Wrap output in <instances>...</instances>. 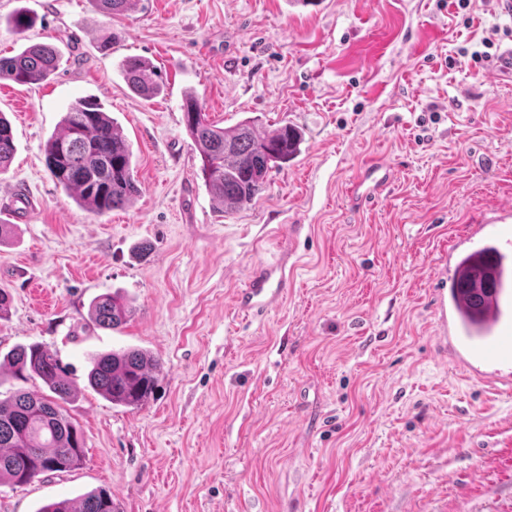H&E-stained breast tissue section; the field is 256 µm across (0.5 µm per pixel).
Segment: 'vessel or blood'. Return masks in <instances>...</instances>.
<instances>
[{"instance_id":"b4317fda","label":"vessel or blood","mask_w":512,"mask_h":512,"mask_svg":"<svg viewBox=\"0 0 512 512\" xmlns=\"http://www.w3.org/2000/svg\"><path fill=\"white\" fill-rule=\"evenodd\" d=\"M391 176L389 166H365L353 187V204L377 196ZM471 274L473 298L484 314L483 335L468 336L459 328L457 309L448 303V261L443 258L433 271L437 282L433 291L434 339L440 355L454 368L481 385L507 391L512 389V271L490 264L472 269ZM286 288L285 280H273L271 269L256 265L238 296V306L244 312L262 314L282 298Z\"/></svg>"}]
</instances>
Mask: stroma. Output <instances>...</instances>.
I'll return each mask as SVG.
<instances>
[{
  "mask_svg": "<svg viewBox=\"0 0 512 512\" xmlns=\"http://www.w3.org/2000/svg\"><path fill=\"white\" fill-rule=\"evenodd\" d=\"M19 11L35 20L12 31ZM115 45L102 50L109 35ZM52 44L44 82H0L16 152L0 198V356L57 352L86 457L0 486V512L106 489L120 512H512V393L452 368L431 341L432 270L471 250L472 225L512 205V17L490 0H0V54ZM150 60L165 88L133 94L120 69ZM194 92L211 121L288 123L296 158L227 214L182 121ZM97 99L133 151L140 193L104 215L52 179L46 140L70 103ZM387 189L355 206L372 160ZM288 278L271 311L236 307L250 269ZM134 308L94 327L96 297ZM137 347L162 371L138 409L86 380L88 358Z\"/></svg>",
  "mask_w": 512,
  "mask_h": 512,
  "instance_id": "stroma-1",
  "label": "stroma"
}]
</instances>
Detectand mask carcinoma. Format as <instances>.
Here are the masks:
<instances>
[{"mask_svg": "<svg viewBox=\"0 0 512 512\" xmlns=\"http://www.w3.org/2000/svg\"><path fill=\"white\" fill-rule=\"evenodd\" d=\"M139 0H95L107 16L128 12ZM58 54L50 44L36 43L12 56L0 55V81L31 85L56 71ZM122 74L131 91L144 99L158 95L161 74L149 61L129 57ZM183 123L201 159L204 184L224 209L234 213L265 188L269 171L298 154L301 136L288 124L260 133L252 120L221 128L204 112L198 97L184 99ZM15 152L10 121L0 114V171ZM52 178L77 204L103 215L129 204L139 193L131 146L118 125L94 98L76 100L65 113L61 129L44 145ZM132 314L126 299L104 294L95 299L90 320L102 329H117ZM0 367L24 383L39 379L42 387L18 388L0 399V485L23 486L42 475L39 466L52 463L53 473L79 468L85 459L80 428L62 408L72 396L66 367L40 343L19 345L3 356ZM159 362L136 348L95 354L90 358L88 386L114 404L138 408L152 396ZM37 512H119L112 493L99 489L80 499H61Z\"/></svg>", "mask_w": 512, "mask_h": 512, "instance_id": "1", "label": "carcinoma"}]
</instances>
